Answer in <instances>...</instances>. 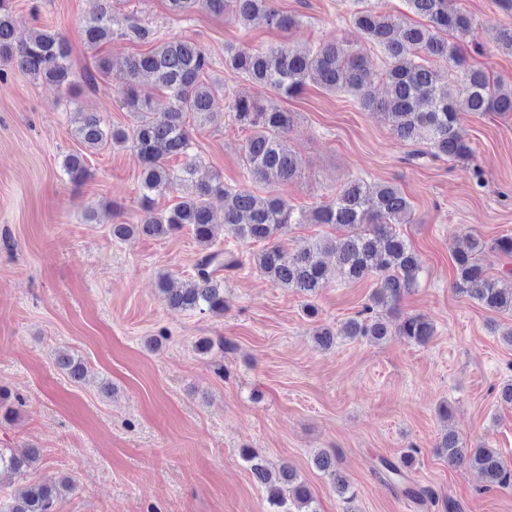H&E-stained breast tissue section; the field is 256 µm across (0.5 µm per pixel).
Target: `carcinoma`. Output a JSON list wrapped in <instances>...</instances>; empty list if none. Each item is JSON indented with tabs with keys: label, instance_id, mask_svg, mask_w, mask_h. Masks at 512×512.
Masks as SVG:
<instances>
[{
	"label": "carcinoma",
	"instance_id": "obj_1",
	"mask_svg": "<svg viewBox=\"0 0 512 512\" xmlns=\"http://www.w3.org/2000/svg\"><path fill=\"white\" fill-rule=\"evenodd\" d=\"M11 0H0V82L6 70L17 69L57 87L71 85L70 47L64 36L48 29H36L27 39L15 40ZM121 0H99V9L83 26L85 43L97 47L120 37L150 45L148 52L119 62L127 75L121 91L123 103L133 114L129 128L106 124L98 112L77 111L74 136L87 149L129 146L140 165V195L143 217L135 224L111 225L112 237L123 239L133 233L149 236L175 235L191 230L202 247L194 275L182 287L168 286V277H159V287L169 308L175 312L199 311L224 315V277L240 261L230 251L212 248L218 230L236 240L265 242L253 255L258 272L273 283L306 297L324 286L323 253L336 259V274L344 282L376 279L369 303L348 319L336 333L321 327L314 336L318 346L330 347L335 336L364 338L374 343L398 336L423 344L434 334L433 325L421 316L397 323L388 318L402 296L416 287L423 272L420 256L399 235L394 225L413 222L412 205L391 183L355 179L346 183L326 204L311 214L295 209L281 196H256L242 188H229L217 173L196 178L199 164L192 153V137L186 117L204 125L213 116L212 106L218 84L204 79L210 58L198 44L176 38L164 39L156 29L129 16L119 17ZM411 12L427 24H400L389 14L367 5L351 12V21L366 43L380 50L386 68L382 74L386 94L371 90L376 74L368 66L362 49L343 40L329 39L298 48L291 44L243 50L224 45V67L256 84L268 86L285 96L302 92L310 84L331 93L351 95L360 109L382 115L392 134L413 147L409 159H448L465 162L472 149L459 133L460 115L455 92L465 94L468 111L474 113L512 112V88L502 85L483 69L466 65L458 39L473 28L472 17L450 5V0H406ZM175 14L187 15L197 9L212 14L230 13L241 28L260 19L266 25L288 31L299 20L272 6V0H168ZM448 62V83H437L425 65L426 58ZM142 75L166 93L156 99L139 90ZM231 115L248 129L243 149L244 177L267 185L290 181L297 176V161L288 149L287 134L294 124L292 113L274 104H262L241 96L230 105ZM185 158L179 170L167 166L166 157ZM69 180L78 184L89 176L84 156L70 153L62 161ZM196 180V193L185 197L167 211L154 207V196L170 192L178 182ZM224 200V209H212L209 199ZM334 224L344 229L339 239L318 238L290 251L280 242L285 228L296 224ZM487 253L512 255V237L486 242L469 238L466 248L454 253L456 277L453 287L494 312H512V274L489 278L481 256ZM57 366L75 381L82 379L81 361L69 354L57 359ZM448 464L480 472L487 486L512 487V467L495 450L469 448L459 433L450 430L438 445ZM418 454L412 446L401 463L387 460L382 465L397 481H405L408 468ZM39 452L29 448L21 454L0 448V475L23 474L37 460ZM252 475L266 490L268 512H319L315 495L295 471L283 466L279 481L270 480L266 460L250 448L241 451ZM313 464L330 477L337 495L353 512L355 492L336 466V454L318 452ZM60 489L54 482L27 485L14 491L3 512H56Z\"/></svg>",
	"mask_w": 512,
	"mask_h": 512
}]
</instances>
